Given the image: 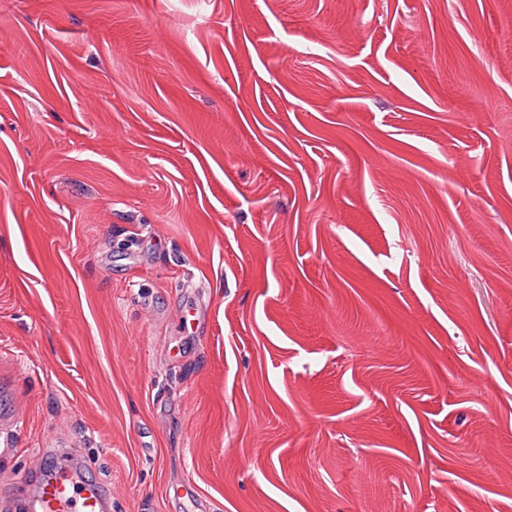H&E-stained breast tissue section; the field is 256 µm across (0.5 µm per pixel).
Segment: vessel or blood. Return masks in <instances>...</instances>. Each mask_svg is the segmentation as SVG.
Instances as JSON below:
<instances>
[{
  "label": "vessel or blood",
  "instance_id": "vessel-or-blood-1",
  "mask_svg": "<svg viewBox=\"0 0 512 512\" xmlns=\"http://www.w3.org/2000/svg\"><path fill=\"white\" fill-rule=\"evenodd\" d=\"M82 465L64 459L59 474L44 478L34 491L17 483L10 499L14 512H111L108 491L96 484H77Z\"/></svg>",
  "mask_w": 512,
  "mask_h": 512
}]
</instances>
